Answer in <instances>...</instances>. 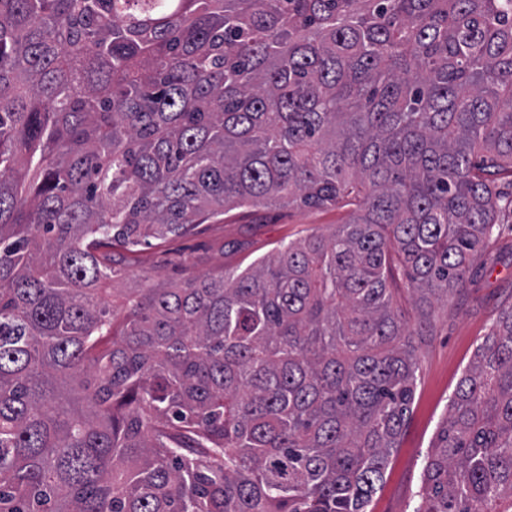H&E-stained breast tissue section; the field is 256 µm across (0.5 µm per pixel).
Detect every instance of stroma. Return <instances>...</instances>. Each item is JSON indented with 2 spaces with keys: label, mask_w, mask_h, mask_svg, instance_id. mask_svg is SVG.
<instances>
[{
  "label": "stroma",
  "mask_w": 512,
  "mask_h": 512,
  "mask_svg": "<svg viewBox=\"0 0 512 512\" xmlns=\"http://www.w3.org/2000/svg\"><path fill=\"white\" fill-rule=\"evenodd\" d=\"M344 217L334 207L237 209L187 235L140 247L127 255L125 265L130 282L145 285L242 269L280 245L330 232ZM495 237L471 267L462 290L436 305L426 326L410 325L417 333L419 358L411 421L373 498L372 512H413L426 454L450 413L457 384L499 310L512 304L511 210L501 213Z\"/></svg>",
  "instance_id": "obj_1"
}]
</instances>
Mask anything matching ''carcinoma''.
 <instances>
[{"label":"carcinoma","mask_w":512,"mask_h":512,"mask_svg":"<svg viewBox=\"0 0 512 512\" xmlns=\"http://www.w3.org/2000/svg\"><path fill=\"white\" fill-rule=\"evenodd\" d=\"M512 0H0V512H368L421 316L512 206ZM348 209L243 271L119 288L243 208ZM414 512H512V307Z\"/></svg>","instance_id":"obj_1"}]
</instances>
